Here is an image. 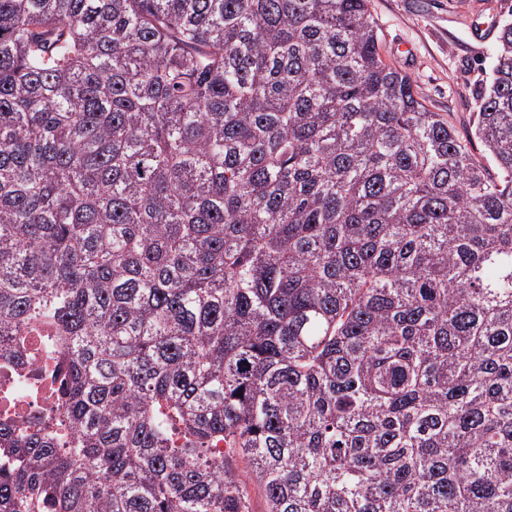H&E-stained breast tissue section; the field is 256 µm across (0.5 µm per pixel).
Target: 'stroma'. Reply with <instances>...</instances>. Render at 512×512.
I'll list each match as a JSON object with an SVG mask.
<instances>
[{
	"mask_svg": "<svg viewBox=\"0 0 512 512\" xmlns=\"http://www.w3.org/2000/svg\"><path fill=\"white\" fill-rule=\"evenodd\" d=\"M370 7L383 60L406 72L426 106L467 136L496 54L495 40H477L475 30L512 22V0H371Z\"/></svg>",
	"mask_w": 512,
	"mask_h": 512,
	"instance_id": "35a3bbf8",
	"label": "stroma"
}]
</instances>
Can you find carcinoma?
Segmentation results:
<instances>
[{
  "mask_svg": "<svg viewBox=\"0 0 512 512\" xmlns=\"http://www.w3.org/2000/svg\"><path fill=\"white\" fill-rule=\"evenodd\" d=\"M379 41L0 0V343L60 339L71 428L0 422V512H512V24L493 174Z\"/></svg>",
  "mask_w": 512,
  "mask_h": 512,
  "instance_id": "1",
  "label": "carcinoma"
}]
</instances>
